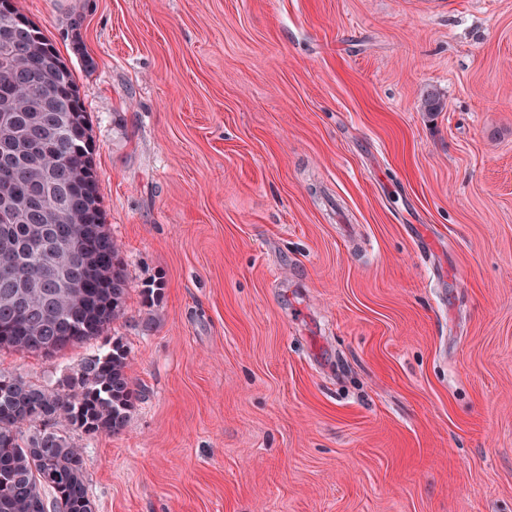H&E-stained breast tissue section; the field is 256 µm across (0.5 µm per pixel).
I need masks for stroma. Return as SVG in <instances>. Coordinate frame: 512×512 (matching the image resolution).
<instances>
[{"label":"stroma","mask_w":512,"mask_h":512,"mask_svg":"<svg viewBox=\"0 0 512 512\" xmlns=\"http://www.w3.org/2000/svg\"><path fill=\"white\" fill-rule=\"evenodd\" d=\"M15 3L134 283L92 344L0 351L40 384L127 346L96 512H512V0Z\"/></svg>","instance_id":"obj_1"}]
</instances>
